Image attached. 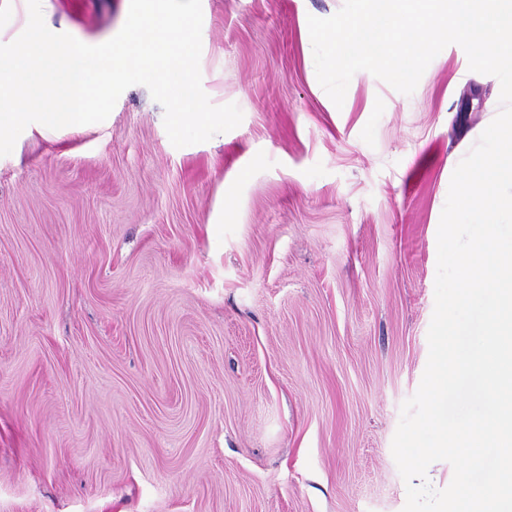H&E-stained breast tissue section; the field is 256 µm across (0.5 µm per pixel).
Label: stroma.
<instances>
[{
	"instance_id": "obj_1",
	"label": "stroma",
	"mask_w": 512,
	"mask_h": 512,
	"mask_svg": "<svg viewBox=\"0 0 512 512\" xmlns=\"http://www.w3.org/2000/svg\"><path fill=\"white\" fill-rule=\"evenodd\" d=\"M201 0V83L243 120L174 147L147 87L0 156V512H402L452 174L500 82L445 47L342 106L309 17ZM127 0H48L87 42Z\"/></svg>"
}]
</instances>
